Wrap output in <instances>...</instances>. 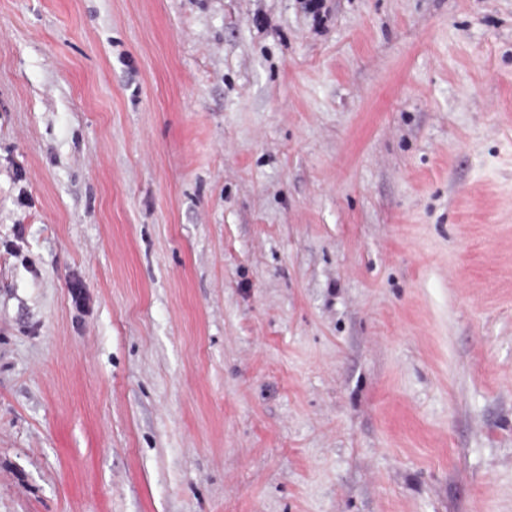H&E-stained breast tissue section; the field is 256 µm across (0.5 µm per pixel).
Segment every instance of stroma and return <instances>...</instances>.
<instances>
[{"mask_svg":"<svg viewBox=\"0 0 512 512\" xmlns=\"http://www.w3.org/2000/svg\"><path fill=\"white\" fill-rule=\"evenodd\" d=\"M0 512H512V0H0Z\"/></svg>","mask_w":512,"mask_h":512,"instance_id":"35a3bbf8","label":"stroma"}]
</instances>
